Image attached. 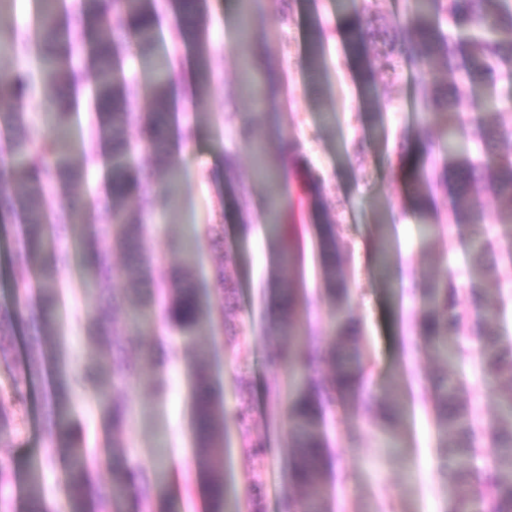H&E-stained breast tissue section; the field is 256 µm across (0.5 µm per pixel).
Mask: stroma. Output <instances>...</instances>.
Segmentation results:
<instances>
[{"label":"stroma","instance_id":"obj_1","mask_svg":"<svg viewBox=\"0 0 512 512\" xmlns=\"http://www.w3.org/2000/svg\"><path fill=\"white\" fill-rule=\"evenodd\" d=\"M208 15L206 44L212 78L208 92H192L172 113L169 133L177 138V182L169 206L145 213L141 190L122 202L131 216L147 224L144 253L153 260L146 298L164 282L172 265L187 264L202 299L214 293L216 254L201 235L212 224L221 225L224 247L234 257L229 272L237 285L235 320L248 340V397L254 409L253 435L268 449L264 474V512H281L285 494L302 497L288 483L293 450L288 438L289 399L282 389L286 369L273 356L266 339L270 317V290L287 282L305 292L309 308L303 319L316 326L330 322L325 269L320 256L315 200L332 209L351 246L347 265V314L363 326L359 349L369 374V402L336 400L322 413L327 437L325 470L326 512H489L487 471L471 481L449 482L448 462L442 454V435L436 426L433 401L436 387L446 378L460 383L459 399L478 423L477 458L493 461L490 433L500 426L497 399L512 389V375L485 376L481 341L475 328L482 311L471 302L479 287L487 304L498 306V331L512 345V280L503 270L512 268V223L502 222L495 198L478 196L485 216L483 231L493 250L475 258L470 249L473 230L446 220L448 198L435 194L432 208L442 222L421 224L419 202L396 171L398 144L420 136L438 140L443 117L424 119L423 84L443 87L456 83L454 74L438 66L432 72L414 63L396 72L381 69L375 48L365 62L350 58L346 35L350 12L336 0H265L254 18L252 41L279 79L275 98H268L265 81L245 73L246 51L240 48L236 28L239 8L234 0H205ZM319 16L328 39L318 88H310L306 70L309 23ZM496 91L500 119L512 124V72L500 67L494 85L470 87L463 109L475 114L489 91ZM98 159L89 164L81 151L72 163L80 179L51 189L49 206L66 197L88 202L90 222L110 223L107 144L97 143ZM236 159L225 174L226 156ZM323 180L312 184L309 170ZM291 242L300 259L288 265L280 258L284 242ZM87 238L82 227L59 236L54 246L66 260L53 273L57 289L52 320L41 330L26 321L9 328L16 353L0 361V411L13 416L0 432V463L15 475L13 486L0 497V512H28L30 490L39 488L44 512L69 505L64 490V465L71 448L83 445L94 458L90 466L93 491L106 492L112 484V466L157 472L161 485L140 512H206V496L197 474L199 450L194 429V405L200 383L192 367V349L208 352V382L224 395V416L232 418L239 402L236 347L223 326H203L188 336L162 321L153 307L143 316L142 335L95 336L92 317L98 306L113 307L123 315L125 283L113 277L109 294L89 295V277L83 254ZM15 219L0 215V309L13 308L24 297L27 270L15 262ZM447 282L456 293L470 325L457 340L462 355L455 360L437 357L424 336L421 321L430 308L425 288ZM124 348L130 366L126 377L113 376L103 358L109 346ZM164 351L151 355L152 346ZM46 370L66 368L77 376L84 368L98 371V382L70 396L66 420L57 432H47L41 409L47 391L44 378L28 380L14 389L30 359ZM167 385L164 394L156 381ZM397 387L399 397L392 425L379 424L376 413L388 403L387 391ZM107 389L127 409V422L114 431L98 402ZM22 399H15V392ZM224 483L231 505L249 499L251 463L244 455L235 428L225 439Z\"/></svg>","mask_w":512,"mask_h":512}]
</instances>
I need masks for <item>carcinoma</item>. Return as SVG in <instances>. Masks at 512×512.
Listing matches in <instances>:
<instances>
[{
  "instance_id": "obj_1",
  "label": "carcinoma",
  "mask_w": 512,
  "mask_h": 512,
  "mask_svg": "<svg viewBox=\"0 0 512 512\" xmlns=\"http://www.w3.org/2000/svg\"><path fill=\"white\" fill-rule=\"evenodd\" d=\"M39 21L36 32L44 50L32 72L23 78L27 91L39 92L49 103L55 115V131L33 142L26 135L24 113L12 107L0 110V129L12 136L9 141L11 165L9 175L0 178V210H19L17 234L21 248L17 262L27 270L45 276L62 263L63 258L52 253L48 242L53 225L84 224L86 210L82 204L70 206L49 216L45 204L44 186L48 182L66 185L81 177L82 172L70 163V145L66 127L72 104L57 93L61 85L75 82L73 55L69 49L67 30L59 25L63 11L62 0H38ZM159 0H112V17L116 27L134 45L143 67L151 94V111L139 127L140 146L159 158L168 156L166 127L170 117L169 86L174 70L173 61L159 60L154 56L156 30L154 19L158 14ZM183 6L181 22L176 28V39L197 48V65L200 89L210 84V54L204 39L205 17L195 10V0H171V6ZM88 38L87 50L96 70L94 109L98 117V134L110 142L112 166L110 171L111 224L108 232L98 234L92 241V258L86 264L94 278L95 288L104 292L110 288L112 250L120 249L124 264L119 273L128 290L133 291L147 278L150 264L142 251L146 225L131 218L120 207L133 185L127 161L133 143L129 136L132 120L133 90L122 74V54L125 44L120 40L99 38L96 30L104 18V0H77L75 4ZM355 28L349 33L348 51L359 56L360 46L375 37L372 20L359 11L353 12ZM397 26L410 35L407 44H398L389 37L382 38L384 66L396 71L405 57L411 58L423 72L432 70L441 61L450 72L461 74L462 81L449 90L424 91V98H432L434 105L445 111L459 114L468 85L481 81H495L499 65L512 62V0H412L408 11L397 20ZM325 31L319 20L311 26L308 54L309 80L319 82L322 69ZM496 100L485 103L486 112L471 130L480 145L479 156L459 158L453 143L458 134L466 132L463 123L452 122L443 130L442 149L444 167L453 177L441 174L432 180L424 173L423 166L414 162L407 169V183L423 199L440 191L448 196V221L478 227L484 218L478 215L475 193L484 188L499 201L500 214L507 215L512 223V127L491 120ZM211 248L221 257L216 271V300L202 303L187 269L174 267L170 271L166 288L172 300L168 319L184 331H192L202 322L210 323L214 317L224 319L225 329L232 340L243 346L242 331L228 321L237 308L235 284L226 275V265L232 256L224 250V237L218 232H206ZM320 247L332 306L338 310L346 300L347 278L340 257L350 252V247L336 225L331 213L324 212L320 225ZM284 316L271 327L269 335L277 344L276 358L288 365L292 373L293 392L289 419L294 460L289 468V482L300 485L306 497L290 504L284 498V512H321L323 466L326 442L320 431L322 406L334 398L363 400L360 381L366 374L356 352L344 347L323 353L322 331L312 330L301 334L299 321L305 303L299 289L290 284L277 288ZM434 313L422 322V328L437 350L448 352V344L468 329L466 316L459 309L454 293L448 284L436 283L425 290ZM499 312L489 306L480 326L482 341L481 358L486 375L498 378L512 370V348H503L498 325ZM13 322L8 314H0V359L8 361L12 346L6 338L5 325ZM332 329L345 341L351 342L359 335L356 323L347 318L332 319ZM207 358L199 354L194 358L198 377L203 385L195 405V421L200 448V464L206 474L209 512H226L224 497V436L227 428L216 424V415L223 410L224 398L207 384L204 369ZM324 362L329 367L326 376L314 374L315 367ZM459 386L447 379L435 399L438 427L444 432V453L448 458V479L466 480L472 475L471 460L475 448V422L469 410L458 400ZM99 402L108 413L112 429L124 428L127 421L126 407L112 400V393L103 391ZM503 412L509 417L507 425L491 432L496 457L490 481L486 486L491 512H512V389L499 397ZM232 423L246 455L253 463L250 486L254 491V512H262L261 494L263 468L267 459L265 445L253 438V409L250 401H240ZM85 458L75 453L66 477V488L76 512L85 510V500L92 495L84 478Z\"/></svg>"
}]
</instances>
